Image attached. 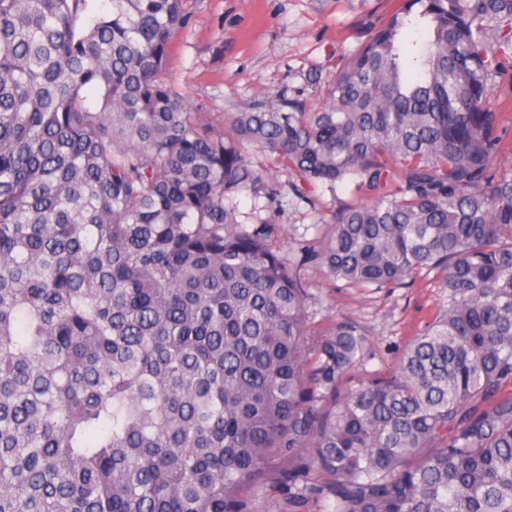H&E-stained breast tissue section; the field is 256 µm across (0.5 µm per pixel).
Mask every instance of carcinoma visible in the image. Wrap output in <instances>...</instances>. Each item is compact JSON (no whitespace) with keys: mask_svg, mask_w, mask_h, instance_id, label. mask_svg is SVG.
Returning <instances> with one entry per match:
<instances>
[{"mask_svg":"<svg viewBox=\"0 0 512 512\" xmlns=\"http://www.w3.org/2000/svg\"><path fill=\"white\" fill-rule=\"evenodd\" d=\"M0 0V512H257L306 455L331 512H512V0H401L305 108L224 113L168 80L182 0ZM427 30L420 44L412 29ZM273 155L287 184L248 160ZM354 179L291 263L272 207ZM249 189L268 216L241 220ZM433 274L390 373L310 330L305 266ZM487 104L494 111L504 112L501 121V129L504 134L503 144L505 149L512 148V85L508 78H504L496 84Z\"/></svg>","mask_w":512,"mask_h":512,"instance_id":"1","label":"carcinoma"}]
</instances>
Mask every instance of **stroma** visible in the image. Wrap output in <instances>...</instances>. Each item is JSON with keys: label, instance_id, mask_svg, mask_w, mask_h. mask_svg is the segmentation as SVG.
<instances>
[{"label": "stroma", "instance_id": "35a3bbf8", "mask_svg": "<svg viewBox=\"0 0 512 512\" xmlns=\"http://www.w3.org/2000/svg\"><path fill=\"white\" fill-rule=\"evenodd\" d=\"M399 0H183L186 26L174 37L168 61L169 80L192 102L216 132L224 115L254 104L274 109L281 94L300 96L308 107L322 104L328 86L351 53L374 26L385 22ZM321 77L309 86L305 77ZM351 185L337 192L319 189L310 202L284 194L271 239L273 248L299 259L300 240L328 233L332 206L355 203ZM306 277L313 330L332 321L358 322L370 336L363 373L387 371L429 315L437 290L419 279L399 288L362 290L329 280L318 267ZM321 473L308 487L284 478L261 489L258 512H328L320 488Z\"/></svg>", "mask_w": 512, "mask_h": 512}]
</instances>
